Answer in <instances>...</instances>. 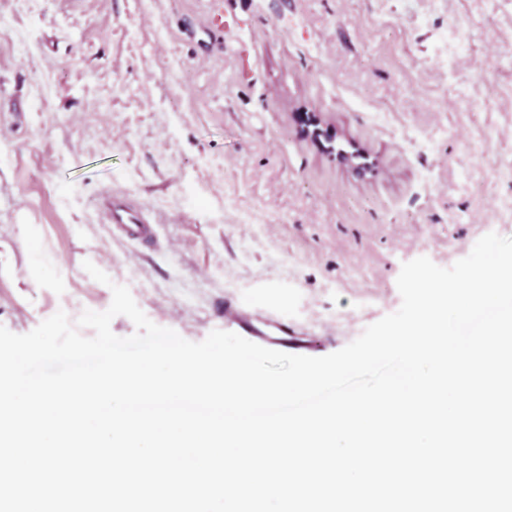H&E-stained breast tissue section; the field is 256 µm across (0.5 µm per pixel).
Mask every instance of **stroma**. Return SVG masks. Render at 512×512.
Returning a JSON list of instances; mask_svg holds the SVG:
<instances>
[{
	"mask_svg": "<svg viewBox=\"0 0 512 512\" xmlns=\"http://www.w3.org/2000/svg\"><path fill=\"white\" fill-rule=\"evenodd\" d=\"M508 161L505 0H0V325L108 309L88 260L186 340L230 297L324 356L399 309L403 263L512 237ZM101 208L107 223L113 224L124 237L134 241H147L155 237L153 219L126 196L108 193L102 197Z\"/></svg>",
	"mask_w": 512,
	"mask_h": 512,
	"instance_id": "35a3bbf8",
	"label": "stroma"
}]
</instances>
